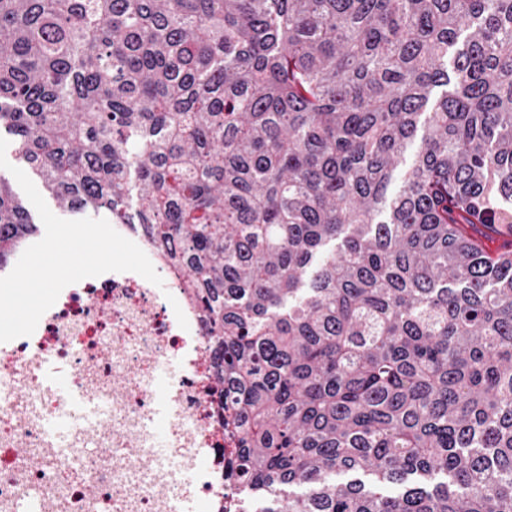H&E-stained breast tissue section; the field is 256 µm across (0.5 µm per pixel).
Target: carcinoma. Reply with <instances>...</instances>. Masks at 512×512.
I'll list each match as a JSON object with an SVG mask.
<instances>
[{"instance_id": "carcinoma-1", "label": "carcinoma", "mask_w": 512, "mask_h": 512, "mask_svg": "<svg viewBox=\"0 0 512 512\" xmlns=\"http://www.w3.org/2000/svg\"><path fill=\"white\" fill-rule=\"evenodd\" d=\"M0 128L181 274L236 512H512V0H0Z\"/></svg>"}]
</instances>
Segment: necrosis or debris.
Instances as JSON below:
<instances>
[{"label":"necrosis or debris","instance_id":"4bbe7bcc","mask_svg":"<svg viewBox=\"0 0 512 512\" xmlns=\"http://www.w3.org/2000/svg\"><path fill=\"white\" fill-rule=\"evenodd\" d=\"M143 251L161 285L134 272L80 281L31 336L0 343V512H220L230 500L234 439L201 318L180 273Z\"/></svg>","mask_w":512,"mask_h":512}]
</instances>
